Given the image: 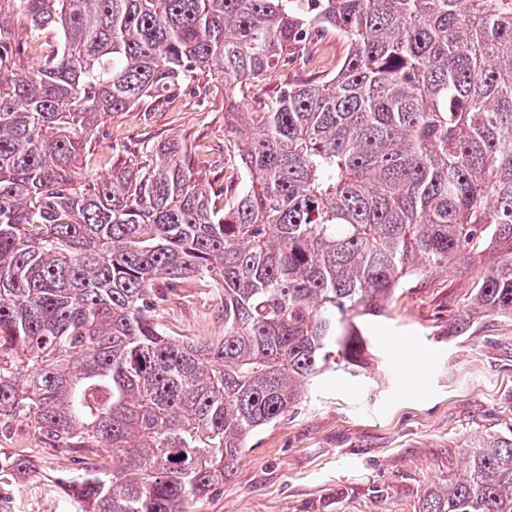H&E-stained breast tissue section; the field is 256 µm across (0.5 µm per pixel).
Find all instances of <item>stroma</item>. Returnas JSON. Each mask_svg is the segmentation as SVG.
Instances as JSON below:
<instances>
[{"mask_svg": "<svg viewBox=\"0 0 512 512\" xmlns=\"http://www.w3.org/2000/svg\"><path fill=\"white\" fill-rule=\"evenodd\" d=\"M311 70L294 54L234 99L253 106L260 92L275 94ZM224 112L223 84L204 78L142 100L98 124L74 178L145 166L148 147L171 145L213 179L224 168ZM492 259L486 251L467 259V273L425 274L390 317L368 323L375 354L366 369L315 381L301 410L253 436L223 493L195 512H419L431 487L461 474L467 436L512 423V318L484 316L465 335H445ZM158 319L179 338L222 336L224 292L187 280ZM16 453L31 471L0 474V512H76L61 484L81 475L72 453L50 447L24 418L0 425V456Z\"/></svg>", "mask_w": 512, "mask_h": 512, "instance_id": "35a3bbf8", "label": "stroma"}]
</instances>
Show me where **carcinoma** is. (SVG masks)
I'll list each match as a JSON object with an SVG mask.
<instances>
[{
	"instance_id": "obj_1",
	"label": "carcinoma",
	"mask_w": 512,
	"mask_h": 512,
	"mask_svg": "<svg viewBox=\"0 0 512 512\" xmlns=\"http://www.w3.org/2000/svg\"><path fill=\"white\" fill-rule=\"evenodd\" d=\"M13 16L56 47L0 77V419L95 450L78 512H193L313 379L362 367L367 319L473 251L497 254L448 336L512 318V0H0V72L36 50ZM331 33L326 74L224 113L244 187L167 146L73 186L95 119L201 75L229 92ZM190 277L224 290V336L157 322ZM461 448L419 512H512V425ZM345 46L342 41L336 38V35L328 36L323 43L313 48L317 60H321L320 64H327L328 67L336 64V59L343 56Z\"/></svg>"
}]
</instances>
